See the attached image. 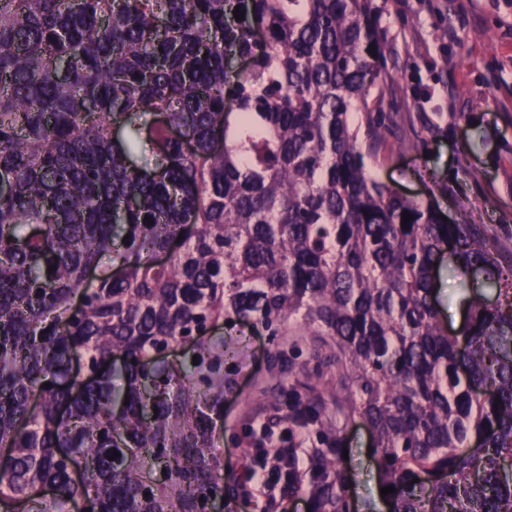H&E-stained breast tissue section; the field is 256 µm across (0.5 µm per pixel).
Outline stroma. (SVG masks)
<instances>
[{
  "label": "stroma",
  "mask_w": 512,
  "mask_h": 512,
  "mask_svg": "<svg viewBox=\"0 0 512 512\" xmlns=\"http://www.w3.org/2000/svg\"><path fill=\"white\" fill-rule=\"evenodd\" d=\"M389 77L372 88L370 109L388 116L365 162L370 174L403 195L429 199L449 220L490 236L500 264L512 263V0H377ZM460 280L447 263L436 269L440 318L456 329ZM215 340L237 358L224 392V469L245 470V429L256 418L282 423L288 409L287 368L275 353L305 362L315 336L269 340L249 322L219 327ZM348 449L339 467L362 512H389L380 494L372 437L361 422L345 426Z\"/></svg>",
  "instance_id": "35a3bbf8"
}]
</instances>
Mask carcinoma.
Returning a JSON list of instances; mask_svg holds the SVG:
<instances>
[{
  "mask_svg": "<svg viewBox=\"0 0 512 512\" xmlns=\"http://www.w3.org/2000/svg\"><path fill=\"white\" fill-rule=\"evenodd\" d=\"M377 11L0 0V512L233 501L228 352L208 336L236 321L323 337L288 361V448L311 427L319 442L312 512H359L336 458L356 416L392 512H512V269L368 173L351 114L382 135ZM445 253L498 290L466 295L453 334L433 299Z\"/></svg>",
  "mask_w": 512,
  "mask_h": 512,
  "instance_id": "cac0c4a2",
  "label": "carcinoma"
}]
</instances>
